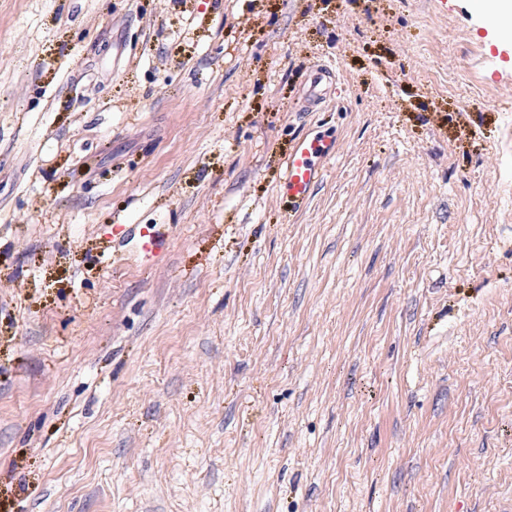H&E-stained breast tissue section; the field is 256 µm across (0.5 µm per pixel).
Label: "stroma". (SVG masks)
Listing matches in <instances>:
<instances>
[{
  "instance_id": "1",
  "label": "stroma",
  "mask_w": 512,
  "mask_h": 512,
  "mask_svg": "<svg viewBox=\"0 0 512 512\" xmlns=\"http://www.w3.org/2000/svg\"><path fill=\"white\" fill-rule=\"evenodd\" d=\"M475 2L0 0V512H512V32ZM330 71V68L326 66H318L312 71L310 87L305 97L310 106L319 104L321 100L326 98L333 91V83L330 84L326 81V77H328ZM339 151L337 138H297L284 162V181L281 193L288 199L290 210H297L311 197L315 186L323 179L324 163L335 158ZM322 161V165L317 164Z\"/></svg>"
}]
</instances>
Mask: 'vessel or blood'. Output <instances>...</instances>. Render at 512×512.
Masks as SVG:
<instances>
[{"mask_svg":"<svg viewBox=\"0 0 512 512\" xmlns=\"http://www.w3.org/2000/svg\"><path fill=\"white\" fill-rule=\"evenodd\" d=\"M329 67L320 66L313 70L310 87L306 96L309 105H317L331 94L332 84L328 83ZM339 151L336 138H297L284 162V181L281 192L288 200L290 209H299L311 197L315 186L324 175V162L335 158Z\"/></svg>","mask_w":512,"mask_h":512,"instance_id":"obj_1","label":"vessel or blood"}]
</instances>
